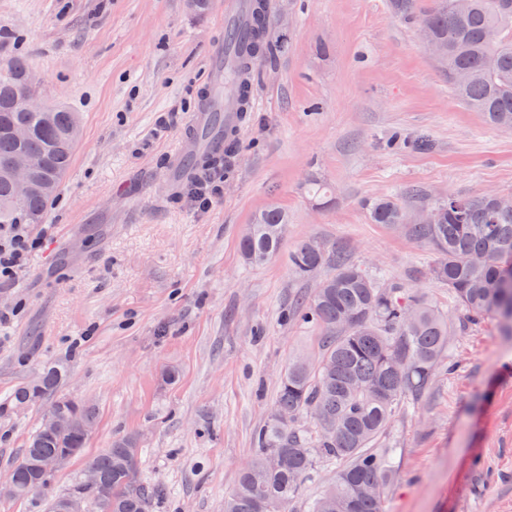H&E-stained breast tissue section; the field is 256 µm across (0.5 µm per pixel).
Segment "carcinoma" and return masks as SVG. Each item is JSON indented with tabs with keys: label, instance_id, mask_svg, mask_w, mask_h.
<instances>
[{
	"label": "carcinoma",
	"instance_id": "1",
	"mask_svg": "<svg viewBox=\"0 0 512 512\" xmlns=\"http://www.w3.org/2000/svg\"><path fill=\"white\" fill-rule=\"evenodd\" d=\"M396 8L418 15L427 37L442 45L439 61L455 96L490 126L512 132V0H429L425 10L419 0H397ZM270 24L258 10L248 28L252 50L237 59L233 75L242 97L254 62L268 50ZM30 74L22 56L0 62V227L44 222L80 138V117L68 107H26V99L40 96ZM19 128L26 131L22 138L16 136ZM18 155L32 166L33 188L25 194L8 171ZM418 207L437 209V222L410 223L406 206L393 197L365 203L372 223L401 228L433 249L427 275L448 287L468 322L496 313L512 325V209L497 206L490 193L427 197ZM287 224L288 213L277 205L260 211L240 238L243 261L267 262L280 250ZM289 263L301 277L324 266L330 270L310 297L284 313L318 329L317 349L311 358H294L281 375L269 416L255 435V458L224 499V512H265L268 505L288 512L321 466L334 468V476L309 512H383L396 449L379 441L395 414L429 389L437 367L451 368L445 363L448 316L399 283L378 282L334 246L302 241L290 251ZM63 373L59 365L43 367L11 400L94 424L93 408L57 394ZM88 439L72 428L32 432L14 466L11 499L24 498L23 486L39 467L71 448H85ZM85 468L98 474L99 483L80 482L69 495L82 498L87 512H149L166 495L163 485L140 482L141 448L134 434L113 440Z\"/></svg>",
	"mask_w": 512,
	"mask_h": 512
}]
</instances>
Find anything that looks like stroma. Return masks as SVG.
Instances as JSON below:
<instances>
[{"label":"stroma","mask_w":512,"mask_h":512,"mask_svg":"<svg viewBox=\"0 0 512 512\" xmlns=\"http://www.w3.org/2000/svg\"><path fill=\"white\" fill-rule=\"evenodd\" d=\"M0 59L24 53L44 101L78 112L82 136L43 223L40 246L0 288V471L16 464L39 406L12 390L40 366L67 368L63 395L92 406L84 457L50 479L69 492L85 460L137 435L140 479L167 497L152 512H224L255 454L290 359L316 330L283 321L323 272L288 262L297 242L344 246L352 261L443 310L448 354L418 407L384 445L395 476L384 512H512V337L496 316L467 323L430 280L432 250L371 223L366 201L512 194V132L489 127L448 86L417 21L393 0H290L250 74L251 105L221 194L204 210L188 179L165 177L198 101L224 4L203 17L184 0H0ZM326 184L324 202L306 192ZM288 212L286 248L244 263L255 213Z\"/></svg>","instance_id":"1"}]
</instances>
